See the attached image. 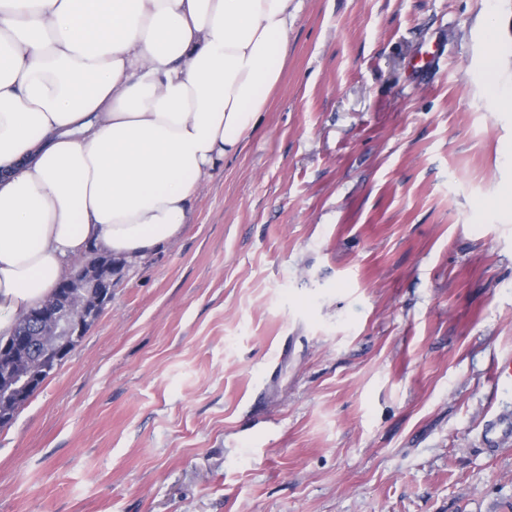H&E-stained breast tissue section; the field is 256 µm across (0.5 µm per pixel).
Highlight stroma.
<instances>
[{"mask_svg":"<svg viewBox=\"0 0 512 512\" xmlns=\"http://www.w3.org/2000/svg\"><path fill=\"white\" fill-rule=\"evenodd\" d=\"M512 0H302L180 236L0 429V512H512Z\"/></svg>","mask_w":512,"mask_h":512,"instance_id":"obj_1","label":"stroma"}]
</instances>
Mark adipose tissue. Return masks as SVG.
I'll use <instances>...</instances> for the list:
<instances>
[{
	"label": "adipose tissue",
	"mask_w": 512,
	"mask_h": 512,
	"mask_svg": "<svg viewBox=\"0 0 512 512\" xmlns=\"http://www.w3.org/2000/svg\"><path fill=\"white\" fill-rule=\"evenodd\" d=\"M300 0H0V337L73 260L176 238L288 56Z\"/></svg>",
	"instance_id": "obj_1"
}]
</instances>
